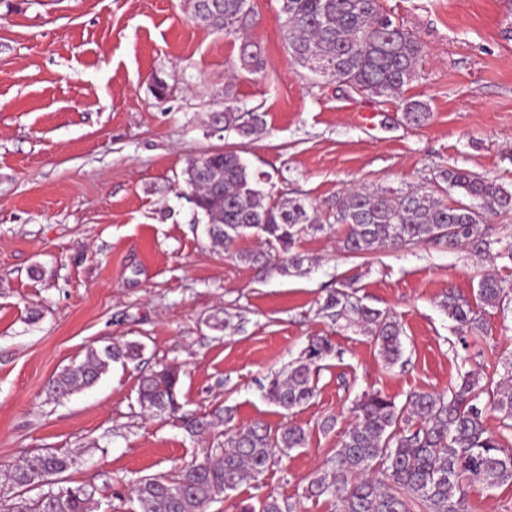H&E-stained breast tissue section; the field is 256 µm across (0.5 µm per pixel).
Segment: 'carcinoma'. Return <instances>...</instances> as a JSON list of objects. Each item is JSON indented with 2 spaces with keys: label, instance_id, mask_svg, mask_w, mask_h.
<instances>
[{
  "label": "carcinoma",
  "instance_id": "cac0c4a2",
  "mask_svg": "<svg viewBox=\"0 0 512 512\" xmlns=\"http://www.w3.org/2000/svg\"><path fill=\"white\" fill-rule=\"evenodd\" d=\"M288 52L295 62L317 77L334 80L356 91L386 99L399 98L415 77L422 47L417 38L397 23L381 0H282ZM193 18L228 35L243 36L253 26L250 0H193ZM242 68L259 73L265 61L258 45L242 40ZM404 118L419 125L428 118L427 106L403 100ZM224 129L242 136L263 125L261 115L234 102L227 83ZM185 183L194 205L208 219L210 241L229 253L248 235L263 240L269 250L238 254L268 274L300 270L305 258L292 252L296 242L311 231L346 226L341 248L361 254L389 247L432 244L450 249L465 246L478 256L512 262V242L491 238V214L512 213V192L467 169L440 172L448 184L444 194L428 191L350 189L328 204L327 213L300 199H272L259 188L263 176L255 174L233 151L210 153L188 162ZM497 244V251L492 245ZM279 258H273L271 251ZM482 304L495 308L504 296L501 280L488 274L479 282ZM440 306L460 333L481 327V311L452 288ZM322 311L333 321L345 319L368 327L383 358L395 363L402 355L401 328L389 315L362 305L353 293L338 289L326 298ZM333 352L324 336L310 337L302 356L268 378L266 398L292 413L316 395L313 369ZM141 345L107 344L88 349L84 360L61 372L49 387L54 399L95 384L112 363L135 360ZM180 371L163 366L140 377L137 402L152 415L179 413ZM488 395L483 400L482 395ZM500 414L502 430H488L489 412ZM354 424L340 448L309 480L305 495L333 496L339 512H410L415 501L425 512H466L463 484L488 488L512 484V451L505 434L512 432V385L468 371L447 394L416 392L404 404L379 392L364 393L353 407ZM185 430L204 434L215 423L205 418H182ZM219 460L206 456L186 463L176 474L152 475L130 488L141 512H207L210 503L235 490L247 477L261 475L276 453L307 445L300 425L275 430L254 421L225 430ZM74 465L68 455L46 451L12 465L10 480L18 489L9 512H88L94 490L84 484L54 489L52 480ZM364 473L355 482L347 475ZM38 489L35 498L26 494Z\"/></svg>",
  "mask_w": 512,
  "mask_h": 512
}]
</instances>
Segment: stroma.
<instances>
[{"label": "stroma", "instance_id": "obj_1", "mask_svg": "<svg viewBox=\"0 0 512 512\" xmlns=\"http://www.w3.org/2000/svg\"><path fill=\"white\" fill-rule=\"evenodd\" d=\"M252 4L260 73L241 70L236 36L194 20L192 0H0V503L12 494L11 465L52 450L73 457L69 484L95 488L92 512H137L133 481L223 447V426L192 437L140 410L139 376L164 364L181 372L185 414L226 407L237 426L260 419L309 432L306 447L276 456L207 512H242L270 494L294 512H337L335 500L304 491L362 393L401 404L447 392L469 370L503 379L512 263L426 244L353 256L338 228L302 236L301 271L264 275L210 243L184 170L233 150L268 174L265 192L320 207L356 185L433 189L452 166L511 191L512 0H382L423 47L404 92L431 112L421 127L399 101L315 79L288 52L280 0ZM156 77L166 98L151 91ZM229 80L238 105L262 116V133L214 132ZM489 272L509 290L487 308L485 332L460 335L441 295L450 287L475 301ZM343 283L400 324L396 363L363 328L321 313ZM217 317L227 328H214ZM315 335L334 347L317 394L283 413L262 386ZM128 342L142 344L139 360L49 397V382L88 348ZM329 416L336 426L322 431Z\"/></svg>", "mask_w": 512, "mask_h": 512}]
</instances>
